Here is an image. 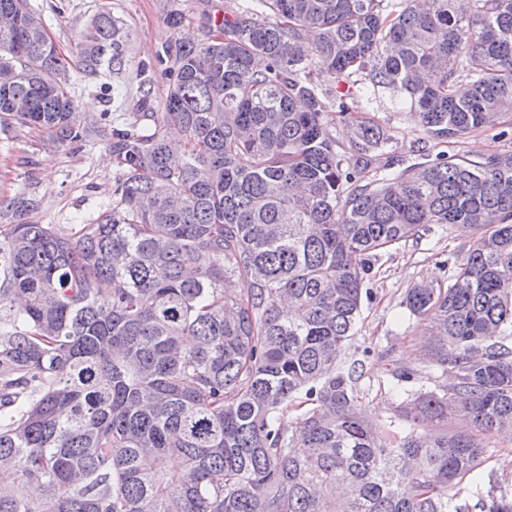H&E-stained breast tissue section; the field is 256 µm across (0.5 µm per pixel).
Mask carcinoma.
<instances>
[{
	"mask_svg": "<svg viewBox=\"0 0 512 512\" xmlns=\"http://www.w3.org/2000/svg\"><path fill=\"white\" fill-rule=\"evenodd\" d=\"M259 3L166 50L162 120L183 141L115 133L98 223L0 225V512H468L448 490L512 433V154L365 183L389 135L362 123L339 154L312 80L360 73L438 139L494 126L512 112V0ZM4 8L22 19L0 27V120L81 138L69 59L27 0ZM126 43L101 13L76 47L118 74ZM430 224L483 229L448 283L402 301L454 384L383 430L337 364L378 253ZM476 507L512 512V492Z\"/></svg>",
	"mask_w": 512,
	"mask_h": 512,
	"instance_id": "obj_1",
	"label": "carcinoma"
}]
</instances>
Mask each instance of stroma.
<instances>
[{
	"label": "stroma",
	"instance_id": "stroma-1",
	"mask_svg": "<svg viewBox=\"0 0 512 512\" xmlns=\"http://www.w3.org/2000/svg\"><path fill=\"white\" fill-rule=\"evenodd\" d=\"M63 55L72 59L66 84L78 107L83 133L75 142H55L42 129L16 121L0 124V198L28 197L35 207L0 215V224H50L67 237L81 225L98 223L112 207L121 167L109 144L116 130L152 133L151 112L162 111L171 76L161 58L166 47L180 41L205 43L219 33L222 20L257 10V0H29ZM101 12L119 18L129 33L125 71L84 69L72 52L79 34ZM181 15L180 28L168 17ZM314 79L327 102L325 117L337 148L350 152L355 127L371 122L383 127L390 142L367 174L378 180L398 170L427 165L440 158L478 161L494 153H512V115L492 128L438 140L427 134L404 101L367 81L340 82L326 74ZM347 101L351 117L339 116ZM478 230L432 225L420 238L382 252L366 280L356 334L342 357V366L356 365V391L367 414L379 424L394 420L414 390H439L450 377L423 355L426 323L402 306L403 294L421 281H444L465 256ZM417 373L410 389L397 386L393 362ZM485 459L476 477L458 484L454 501L475 505L480 498L512 487V439L485 438Z\"/></svg>",
	"mask_w": 512,
	"mask_h": 512
}]
</instances>
